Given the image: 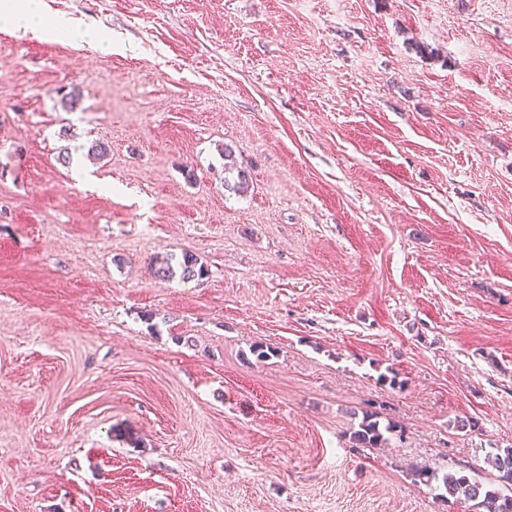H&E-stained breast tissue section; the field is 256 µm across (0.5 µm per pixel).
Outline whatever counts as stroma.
I'll return each instance as SVG.
<instances>
[{"instance_id": "1", "label": "stroma", "mask_w": 512, "mask_h": 512, "mask_svg": "<svg viewBox=\"0 0 512 512\" xmlns=\"http://www.w3.org/2000/svg\"><path fill=\"white\" fill-rule=\"evenodd\" d=\"M42 7L112 50L0 31V512H475L414 472L512 448V0ZM172 258H166L155 264L154 276L163 280L173 279L179 274L182 280L202 279L208 274V269L192 253L185 252L174 266ZM377 414V412L365 413L358 429L354 430L350 436L352 447L379 448L387 443L388 437L384 433H390L395 429V426L388 422L381 428Z\"/></svg>"}]
</instances>
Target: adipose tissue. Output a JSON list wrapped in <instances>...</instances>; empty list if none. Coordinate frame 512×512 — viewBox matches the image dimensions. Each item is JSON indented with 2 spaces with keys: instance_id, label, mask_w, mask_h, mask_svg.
Segmentation results:
<instances>
[{
  "instance_id": "ef3b65f1",
  "label": "adipose tissue",
  "mask_w": 512,
  "mask_h": 512,
  "mask_svg": "<svg viewBox=\"0 0 512 512\" xmlns=\"http://www.w3.org/2000/svg\"><path fill=\"white\" fill-rule=\"evenodd\" d=\"M0 24L12 29H24L45 40L65 39L72 47H94L111 52L112 42L91 29H79L62 15L51 16L42 10L41 0H6L0 8Z\"/></svg>"
}]
</instances>
